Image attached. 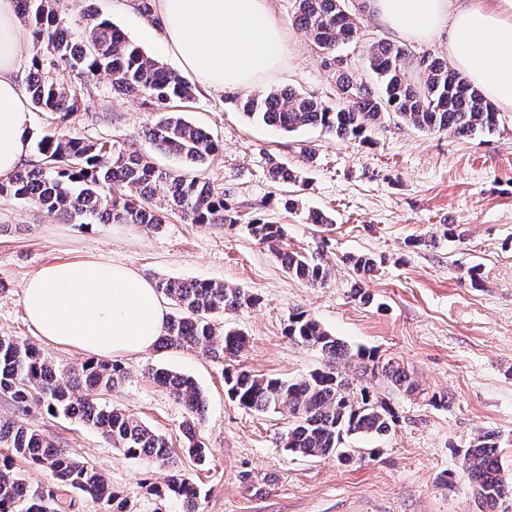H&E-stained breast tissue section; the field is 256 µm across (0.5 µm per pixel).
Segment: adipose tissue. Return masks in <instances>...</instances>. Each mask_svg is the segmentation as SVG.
I'll list each match as a JSON object with an SVG mask.
<instances>
[{
	"label": "adipose tissue",
	"instance_id": "obj_1",
	"mask_svg": "<svg viewBox=\"0 0 512 512\" xmlns=\"http://www.w3.org/2000/svg\"><path fill=\"white\" fill-rule=\"evenodd\" d=\"M378 21L423 41L448 30V52L483 95L512 109V0H371ZM160 28L145 39L175 57L203 89L252 87L285 67L284 27L270 0H157ZM27 38L15 0H0V177L30 152L31 106L21 90ZM36 334L98 359L154 349L167 310L154 285L125 265L97 260L41 267L23 285Z\"/></svg>",
	"mask_w": 512,
	"mask_h": 512
}]
</instances>
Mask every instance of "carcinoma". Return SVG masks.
I'll return each instance as SVG.
<instances>
[{
	"mask_svg": "<svg viewBox=\"0 0 512 512\" xmlns=\"http://www.w3.org/2000/svg\"><path fill=\"white\" fill-rule=\"evenodd\" d=\"M64 2L16 0L20 17L33 28L34 51L25 91L34 110L63 120L87 111L83 93L71 85L70 75L88 81L103 75L109 77L112 92L139 95L157 110L167 111L144 133L156 149L193 163L221 150L219 140L175 112L179 104L193 99L192 85L97 14L73 27L65 24ZM294 23L309 35L324 62L335 60L338 45L358 35L345 0H298ZM367 64L378 87L340 73L341 107L333 109L292 89L273 88L246 94L239 107L247 117L288 132L314 125L339 140L363 137L390 113L420 130H450L459 137L490 132L497 125L498 113L481 92L436 57L423 55L415 61L408 49L380 41L367 50ZM413 65L422 76L418 85L408 73ZM37 151L38 164L0 181V196L44 208L76 224H134L158 230L171 213L190 224L237 223L224 194L196 176L155 166L138 150L110 141L46 134ZM268 173L277 185L300 183L298 172L276 158L269 159ZM247 230L281 259L290 276L310 285L327 280L323 253L282 249V225L254 219ZM156 287L176 305L158 349H199L222 360L237 357L246 348V336L220 329L212 320L217 313L250 303L246 293L211 281L172 278L158 279ZM287 336L318 350L322 366L296 381L236 368L226 371L224 383L229 398L241 408L288 415L291 424L281 443L293 454L351 459L357 449L348 447L349 439L385 436L396 426L390 405L350 377L355 370L380 375L406 394L418 392L417 383L398 362H384L371 350L353 349L304 311L289 317ZM144 373L187 412L181 430L184 448L197 464H204L207 453L195 427L207 412L206 395L193 379L168 367L149 364ZM125 377L119 360L89 358L77 368L61 367L27 340L0 335V395L19 407L34 402L55 417L75 418L125 455L152 457L170 467L161 492L179 499L183 512H203L198 486L173 468L168 437L104 399ZM0 446L10 451L8 456L0 455V512H78L87 498L96 504V512H126L123 499L94 466L25 422L0 419ZM498 448L495 435L488 433L465 449L461 460L485 512H498L512 498V474L503 469ZM17 459L45 472L49 482L30 485L15 468Z\"/></svg>",
	"mask_w": 512,
	"mask_h": 512,
	"instance_id": "cac0c4a2",
	"label": "carcinoma"
}]
</instances>
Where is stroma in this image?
Instances as JSON below:
<instances>
[{"label":"stroma","instance_id":"35a3bbf8","mask_svg":"<svg viewBox=\"0 0 512 512\" xmlns=\"http://www.w3.org/2000/svg\"><path fill=\"white\" fill-rule=\"evenodd\" d=\"M346 6L357 20L358 39L338 53L364 81H376L365 50L377 41L447 58V30L409 41L376 20L370 0H346ZM271 7L287 31L286 66L260 82V89L292 88L337 106L338 70L324 65L311 39L295 26L296 0H271ZM88 8L109 18L147 54L159 56L169 70L181 72L176 58L142 42L145 21L134 9H113L111 0H78L65 14L67 22ZM239 97L236 91L199 88L183 107L189 121L223 145L201 165L150 151L144 132L158 120L157 110L140 97L113 93L105 76L92 86L87 111L64 121L34 113L33 140L55 134L150 151L158 166L186 167L229 195L240 221L231 227L187 224L173 215L157 231L80 225L0 198V334L30 340L65 365L83 362L84 353L36 336L22 290L45 264L87 259L123 264L152 282L209 280L253 295L255 305L226 312L216 324L247 336L239 360L257 375L298 380L320 367L316 349L286 334L289 315L307 312L352 347L399 362L421 389L420 395H406L384 378L369 380L399 421L387 436L352 439L361 450L352 461L287 451L280 443L285 417L232 402L224 389L228 361L198 350L154 349L123 357L128 376L111 400L171 439L178 469L198 480L204 512H480L471 485L447 482L446 476L457 469L462 450L487 431L497 433L500 462L512 471V110L499 109L492 132L466 138L422 131L390 114L365 140L341 141L319 127L288 133L252 121L238 107ZM271 155L301 174L298 210L285 211L278 203L282 190L267 174ZM312 210L331 216V224H311ZM259 216L283 225L287 250L323 251L331 270L327 282L310 286L291 277L247 233L245 222ZM450 224L462 237L446 234ZM356 254L380 260L364 279L373 298L369 304L351 295L357 274L345 258ZM474 267L483 282L478 289L468 280ZM150 363L190 375L206 394L208 409L197 429L209 450L204 469L181 450L186 412L145 377ZM433 393L447 395V407L426 405L424 395ZM0 418L23 420L94 464L125 499L127 512H182L178 499L155 493L168 468L125 456L100 432L34 404L18 409L1 395Z\"/></svg>","mask_w":512,"mask_h":512}]
</instances>
